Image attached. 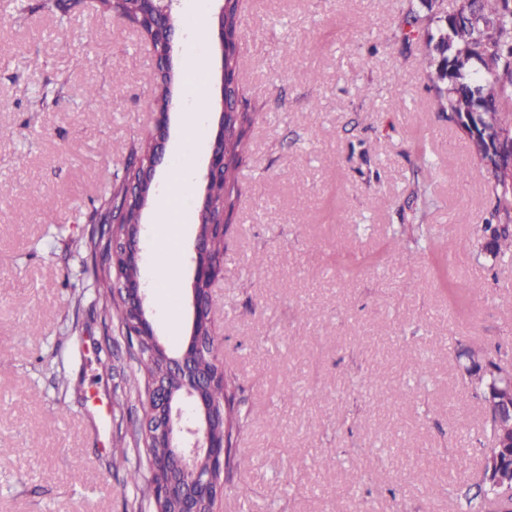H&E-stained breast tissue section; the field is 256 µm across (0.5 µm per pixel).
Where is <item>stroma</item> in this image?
Instances as JSON below:
<instances>
[{
	"instance_id": "35a3bbf8",
	"label": "stroma",
	"mask_w": 512,
	"mask_h": 512,
	"mask_svg": "<svg viewBox=\"0 0 512 512\" xmlns=\"http://www.w3.org/2000/svg\"><path fill=\"white\" fill-rule=\"evenodd\" d=\"M25 2L34 11L20 23L15 0H0V512H155L149 481L128 480L144 456L141 352L74 275L101 191L153 129V54L98 0L62 20ZM401 4L240 0L238 79L256 121L211 318L246 462L222 475L217 512H481L465 493L488 435L460 354L480 347L512 363V254L477 257L492 209L485 172L434 106L424 41L404 49ZM219 10L172 5L168 140L141 216L148 316L172 350L191 330V256L222 109ZM199 19L207 37L189 41ZM191 56L206 75L192 98ZM196 100L204 117L186 148ZM180 160L196 175L177 189L190 217L170 294L155 217ZM418 182L435 192L429 210L411 194ZM420 223L455 263L389 249ZM446 271L477 284L466 307ZM419 359L432 364L423 378Z\"/></svg>"
}]
</instances>
